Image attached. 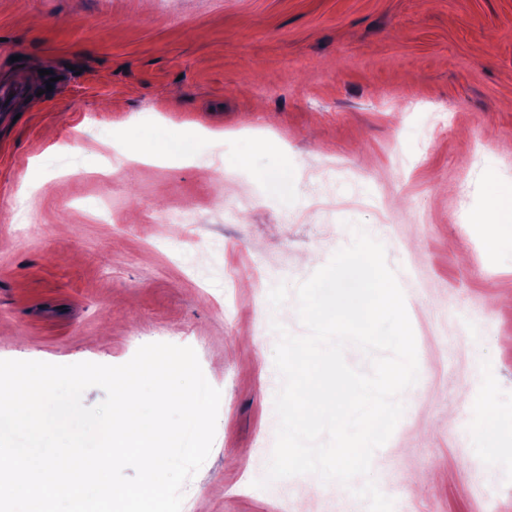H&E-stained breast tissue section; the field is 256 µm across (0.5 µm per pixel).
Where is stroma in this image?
<instances>
[{
    "instance_id": "35a3bbf8",
    "label": "stroma",
    "mask_w": 512,
    "mask_h": 512,
    "mask_svg": "<svg viewBox=\"0 0 512 512\" xmlns=\"http://www.w3.org/2000/svg\"><path fill=\"white\" fill-rule=\"evenodd\" d=\"M0 359L120 365L195 349L221 392L182 512H293L266 471L281 379L258 303L358 223L405 295L419 377L378 449L395 512H480L512 488V252L479 215L512 185V0H0ZM339 159L352 185L326 187ZM112 213L98 223L102 177ZM177 223H166L173 208ZM477 304L494 330L450 343ZM486 431L475 439L481 448L493 447V440L499 432L512 431V417L492 416L488 421Z\"/></svg>"
}]
</instances>
